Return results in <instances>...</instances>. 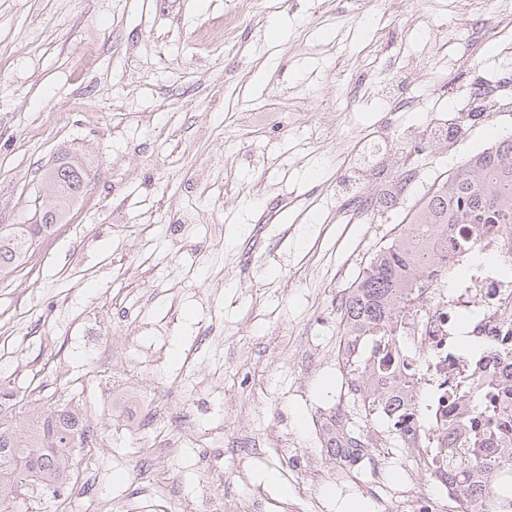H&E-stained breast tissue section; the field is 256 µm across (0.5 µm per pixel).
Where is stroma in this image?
Masks as SVG:
<instances>
[{
	"mask_svg": "<svg viewBox=\"0 0 512 512\" xmlns=\"http://www.w3.org/2000/svg\"><path fill=\"white\" fill-rule=\"evenodd\" d=\"M478 20L494 39L470 42ZM480 85L493 116L435 138ZM511 135L512 0H0V224L27 223L61 151L89 175L0 279V381L96 409L78 512H371L321 447L336 299L434 181ZM360 195L396 204L358 220Z\"/></svg>",
	"mask_w": 512,
	"mask_h": 512,
	"instance_id": "1",
	"label": "stroma"
}]
</instances>
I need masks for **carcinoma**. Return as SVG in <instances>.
<instances>
[{"mask_svg":"<svg viewBox=\"0 0 512 512\" xmlns=\"http://www.w3.org/2000/svg\"><path fill=\"white\" fill-rule=\"evenodd\" d=\"M41 185L48 203L33 213L34 223L0 225V277L13 272L56 225L66 223L73 204L87 191V174L65 154L42 173ZM453 224L512 226V137L468 156L448 180L432 185L409 212L408 222L376 251L341 302L340 327L346 343L387 331L407 291L418 286L432 263L420 242L429 235L448 234ZM93 413L85 403L21 404L17 394L0 383V512H21L38 487L51 493L49 512H58L73 475L72 450L97 444L90 425ZM323 431L327 456L354 450L336 441V425L330 421H325ZM456 467L483 477L489 469L479 449ZM492 493L487 479L466 489L465 512H486L484 500Z\"/></svg>","mask_w":512,"mask_h":512,"instance_id":"carcinoma-1","label":"carcinoma"}]
</instances>
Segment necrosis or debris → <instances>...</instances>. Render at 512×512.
<instances>
[{"label":"necrosis or debris","mask_w":512,"mask_h":512,"mask_svg":"<svg viewBox=\"0 0 512 512\" xmlns=\"http://www.w3.org/2000/svg\"><path fill=\"white\" fill-rule=\"evenodd\" d=\"M461 238L468 250L458 249ZM436 249L440 261L404 300L387 335L334 347L336 359L377 364L381 376L403 384L400 399L408 418L398 428L399 448L376 432L358 459L336 458L341 476L358 469L369 474L377 512H447L462 490L449 481L448 463L465 454L469 435L483 437L490 460L512 446V431L473 417L477 408L512 415V276L503 274L499 262H487L512 255V226L460 224ZM396 464L408 479L432 485L434 495L390 485L386 472Z\"/></svg>","instance_id":"1"}]
</instances>
